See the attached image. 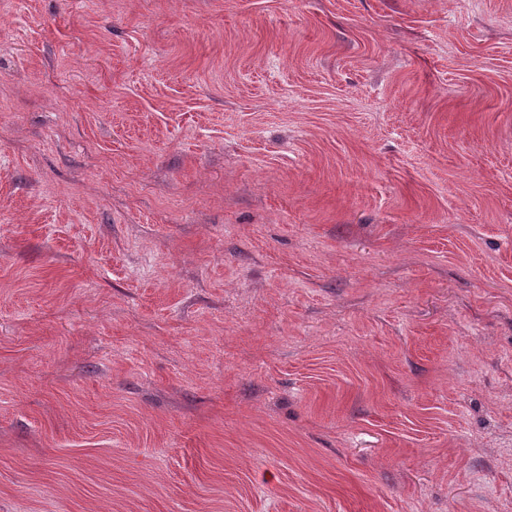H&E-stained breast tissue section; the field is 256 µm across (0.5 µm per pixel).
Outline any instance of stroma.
Listing matches in <instances>:
<instances>
[{"instance_id":"obj_1","label":"stroma","mask_w":512,"mask_h":512,"mask_svg":"<svg viewBox=\"0 0 512 512\" xmlns=\"http://www.w3.org/2000/svg\"><path fill=\"white\" fill-rule=\"evenodd\" d=\"M0 512H512V0H0Z\"/></svg>"}]
</instances>
